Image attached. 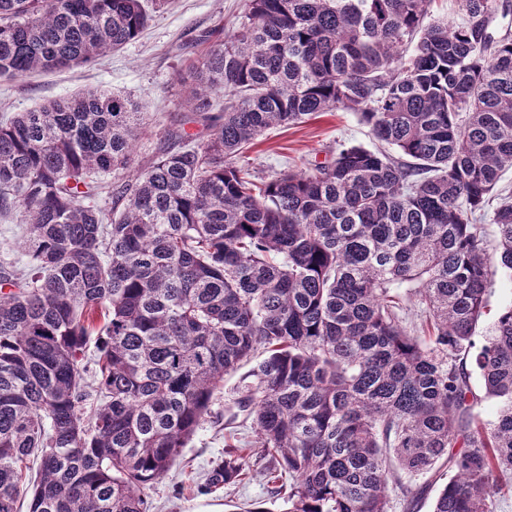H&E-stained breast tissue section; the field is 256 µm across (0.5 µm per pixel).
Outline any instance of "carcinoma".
Masks as SVG:
<instances>
[{
  "instance_id": "carcinoma-1",
  "label": "carcinoma",
  "mask_w": 512,
  "mask_h": 512,
  "mask_svg": "<svg viewBox=\"0 0 512 512\" xmlns=\"http://www.w3.org/2000/svg\"><path fill=\"white\" fill-rule=\"evenodd\" d=\"M431 2L247 0L181 76L207 134L168 132L127 183L110 177L142 132L131 97L0 119V217L27 224L25 265L0 264V512L23 495L28 512H146L252 361L237 404L253 438L199 493L242 483L248 447L274 492L291 478L289 512H389L398 470L441 483L430 512H490L512 470V307L478 351L474 336L512 271V35L489 32L496 0H460L458 25L426 22ZM150 19L143 0H0V76L90 64ZM335 108L377 146L269 180L236 165L267 129ZM395 288L427 306L414 333Z\"/></svg>"
}]
</instances>
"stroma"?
Masks as SVG:
<instances>
[{
  "label": "stroma",
  "mask_w": 512,
  "mask_h": 512,
  "mask_svg": "<svg viewBox=\"0 0 512 512\" xmlns=\"http://www.w3.org/2000/svg\"><path fill=\"white\" fill-rule=\"evenodd\" d=\"M244 15L245 0H167L138 38L92 64L25 79L0 78V115L82 90L133 96L145 112V127L127 170L128 175H136L155 156L168 129L188 111L179 78L207 50L198 43V35L214 28L238 29ZM342 144L370 149L374 140L356 113L336 110L303 124L267 130L236 163L268 178L288 168L327 162ZM247 375L243 367L225 376L211 418L182 449L166 476L147 489L149 512H251L255 507L262 512H288L287 493H272L266 482L263 458L251 459V473L236 488L207 495L197 491L204 474L223 458L225 443L232 436L252 434L247 426L234 431L227 426Z\"/></svg>",
  "instance_id": "35a3bbf8"
}]
</instances>
